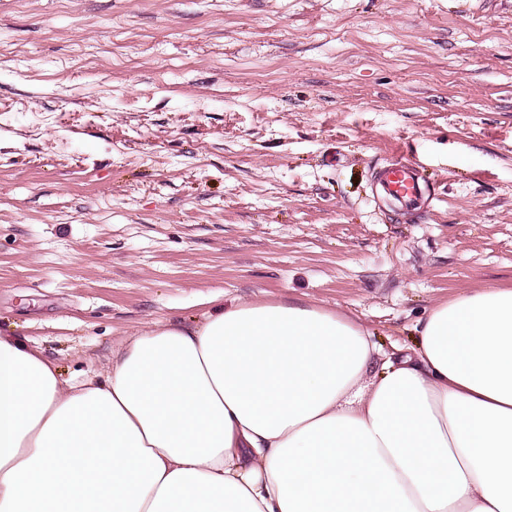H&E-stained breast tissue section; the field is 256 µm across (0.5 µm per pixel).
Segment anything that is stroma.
Here are the masks:
<instances>
[{
	"mask_svg": "<svg viewBox=\"0 0 512 512\" xmlns=\"http://www.w3.org/2000/svg\"><path fill=\"white\" fill-rule=\"evenodd\" d=\"M397 153L432 205L375 196ZM512 289V0H0V332L71 382L156 321Z\"/></svg>",
	"mask_w": 512,
	"mask_h": 512,
	"instance_id": "obj_1",
	"label": "stroma"
}]
</instances>
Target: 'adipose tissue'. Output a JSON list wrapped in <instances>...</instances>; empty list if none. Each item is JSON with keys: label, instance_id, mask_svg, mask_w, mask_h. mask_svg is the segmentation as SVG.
Instances as JSON below:
<instances>
[{"label": "adipose tissue", "instance_id": "1", "mask_svg": "<svg viewBox=\"0 0 512 512\" xmlns=\"http://www.w3.org/2000/svg\"><path fill=\"white\" fill-rule=\"evenodd\" d=\"M417 333L235 301L71 383L0 335V512H512V289Z\"/></svg>", "mask_w": 512, "mask_h": 512}]
</instances>
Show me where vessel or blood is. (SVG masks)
<instances>
[{
    "label": "vessel or blood",
    "mask_w": 512,
    "mask_h": 512,
    "mask_svg": "<svg viewBox=\"0 0 512 512\" xmlns=\"http://www.w3.org/2000/svg\"><path fill=\"white\" fill-rule=\"evenodd\" d=\"M375 192L379 200L395 206L402 213L416 211L432 201L418 168L398 154L391 156L377 170Z\"/></svg>",
    "instance_id": "obj_1"
}]
</instances>
